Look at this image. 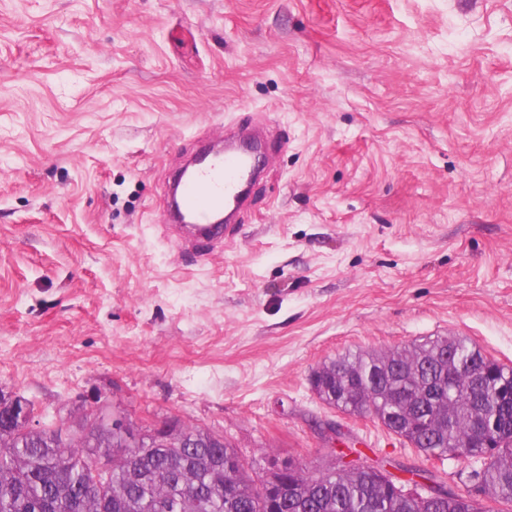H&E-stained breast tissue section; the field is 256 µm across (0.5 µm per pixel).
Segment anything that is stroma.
<instances>
[{"mask_svg":"<svg viewBox=\"0 0 512 512\" xmlns=\"http://www.w3.org/2000/svg\"><path fill=\"white\" fill-rule=\"evenodd\" d=\"M265 172L231 249L166 186L232 125ZM459 336L512 367V0H0V391L53 424L224 436L258 472L426 458L321 401L348 351Z\"/></svg>","mask_w":512,"mask_h":512,"instance_id":"1","label":"stroma"}]
</instances>
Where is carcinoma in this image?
I'll return each instance as SVG.
<instances>
[{
    "label": "carcinoma",
    "mask_w": 512,
    "mask_h": 512,
    "mask_svg": "<svg viewBox=\"0 0 512 512\" xmlns=\"http://www.w3.org/2000/svg\"><path fill=\"white\" fill-rule=\"evenodd\" d=\"M319 399L395 429L427 456L476 460L483 498L512 504V368L460 337H436L386 353L342 355L313 372ZM178 448L160 435L125 433L101 419L67 436L30 421L0 429V512H481L453 491L429 501L390 492L370 465L320 473L298 468L270 498L256 487L250 463L198 428L176 429ZM492 441L493 447L482 444ZM416 486L435 480L401 466Z\"/></svg>",
    "instance_id": "obj_1"
}]
</instances>
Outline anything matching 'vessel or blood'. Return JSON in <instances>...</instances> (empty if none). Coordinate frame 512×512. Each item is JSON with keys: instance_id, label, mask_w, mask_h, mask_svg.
<instances>
[{"instance_id": "obj_1", "label": "vessel or blood", "mask_w": 512, "mask_h": 512, "mask_svg": "<svg viewBox=\"0 0 512 512\" xmlns=\"http://www.w3.org/2000/svg\"><path fill=\"white\" fill-rule=\"evenodd\" d=\"M262 149L259 131L240 129L225 137L222 146L199 153L169 187L170 198L180 206L170 212V221L198 245L232 241V225L215 223L214 218L243 204L245 190L259 172L255 158Z\"/></svg>"}]
</instances>
